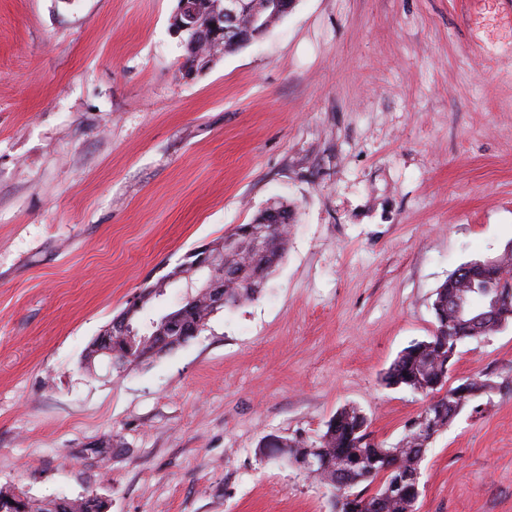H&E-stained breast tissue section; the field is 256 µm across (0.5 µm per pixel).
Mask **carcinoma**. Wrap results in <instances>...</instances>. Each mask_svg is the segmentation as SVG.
<instances>
[{
	"mask_svg": "<svg viewBox=\"0 0 512 512\" xmlns=\"http://www.w3.org/2000/svg\"><path fill=\"white\" fill-rule=\"evenodd\" d=\"M255 17L268 26H274L282 16L266 7V0H252ZM196 49L203 55V61L237 50L229 42L209 39L208 33L201 32L195 39ZM272 253L284 257L288 244V224L274 225L272 229ZM232 264L233 277L224 281V295L227 306H237L243 302L257 299L255 292L249 288L254 268L264 258L253 253L250 243L241 240L237 252L227 257ZM148 302L142 311L134 316L138 335L151 336L154 324L161 322L167 313L163 312L142 324L145 314L154 308V302ZM212 316L211 304L206 294L196 292V300L191 310L179 322V330L169 334L174 341H189L195 329L204 327ZM415 350L402 351L390 366L384 380L387 385H397L412 392L422 389L426 394L436 395L448 383L444 376L448 359V331L446 325L436 322V329L430 340L422 344H413ZM141 356L142 362L155 359L154 346L143 342L141 351H128L124 340L117 337L112 340V359L127 360ZM469 399L457 401L444 395L437 401L430 419L423 422L421 415H416L409 431L396 446L387 448V454L380 455L383 445L373 442L369 423L359 415L356 407H346L342 413L330 419L326 429L316 440L303 436L288 437L284 445L266 449V455L281 458L289 463L297 462L299 456L310 448L321 451L322 465L308 473V476L325 486L331 493L333 508L339 512H348L351 500L360 505L358 512H414L415 500L420 497V485L409 482L401 491H388V478L401 474L420 471L421 463L434 435L448 429V412L465 408ZM60 505L55 499L41 500L27 493H22L15 502V512H59Z\"/></svg>",
	"mask_w": 512,
	"mask_h": 512,
	"instance_id": "carcinoma-1",
	"label": "carcinoma"
}]
</instances>
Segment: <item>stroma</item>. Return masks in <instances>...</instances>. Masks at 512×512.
I'll return each instance as SVG.
<instances>
[{
    "label": "stroma",
    "mask_w": 512,
    "mask_h": 512,
    "mask_svg": "<svg viewBox=\"0 0 512 512\" xmlns=\"http://www.w3.org/2000/svg\"><path fill=\"white\" fill-rule=\"evenodd\" d=\"M178 0H0V486L110 512H332L259 454L385 385L440 285L512 242V0H295L194 78ZM272 198L295 211L255 301L151 363L86 369L136 295ZM496 384L432 441L417 512H512V326L452 374Z\"/></svg>",
    "instance_id": "stroma-1"
}]
</instances>
